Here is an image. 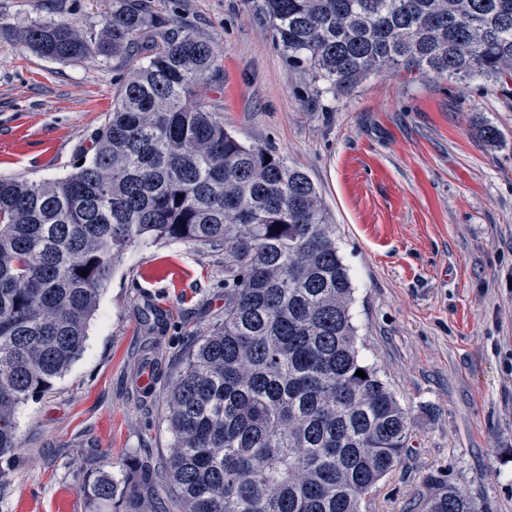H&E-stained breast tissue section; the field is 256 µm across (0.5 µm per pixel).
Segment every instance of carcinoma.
<instances>
[{
    "instance_id": "obj_1",
    "label": "carcinoma",
    "mask_w": 512,
    "mask_h": 512,
    "mask_svg": "<svg viewBox=\"0 0 512 512\" xmlns=\"http://www.w3.org/2000/svg\"><path fill=\"white\" fill-rule=\"evenodd\" d=\"M288 61L349 93L381 69L512 82V0H263ZM118 0L83 37L22 31L39 55L140 53L92 149L64 178L0 176V483L20 404L84 350L114 261L148 242L224 247V318L195 336L164 394V467L178 512H369L407 454L409 421L359 355L348 269L309 177L224 130L208 40ZM183 198H177V195ZM87 276H81V272ZM366 378L356 375L357 370ZM418 512H478L433 473ZM106 472L87 487L112 502Z\"/></svg>"
}]
</instances>
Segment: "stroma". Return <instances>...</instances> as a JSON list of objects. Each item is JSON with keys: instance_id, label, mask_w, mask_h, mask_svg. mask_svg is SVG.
Masks as SVG:
<instances>
[{"instance_id": "1", "label": "stroma", "mask_w": 512, "mask_h": 512, "mask_svg": "<svg viewBox=\"0 0 512 512\" xmlns=\"http://www.w3.org/2000/svg\"><path fill=\"white\" fill-rule=\"evenodd\" d=\"M205 34L226 131L271 149L320 191L353 291L360 356L409 415L408 457L372 512H411L435 473L480 512H512V84L377 71L350 94L289 63L262 0H148ZM114 0H0V175L57 178L92 145L118 62L40 56L46 21L98 32ZM502 134L484 142L474 125ZM160 326L147 332L144 313ZM224 316V250L162 241L115 264L82 355L16 414L0 512H89L90 470L126 486L169 453L162 390L189 335ZM153 386L138 384L144 366Z\"/></svg>"}]
</instances>
